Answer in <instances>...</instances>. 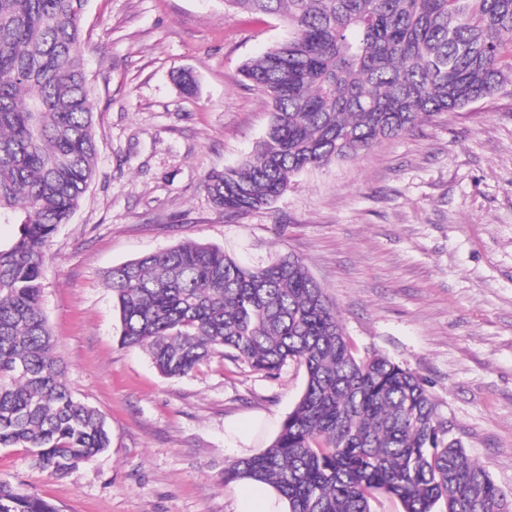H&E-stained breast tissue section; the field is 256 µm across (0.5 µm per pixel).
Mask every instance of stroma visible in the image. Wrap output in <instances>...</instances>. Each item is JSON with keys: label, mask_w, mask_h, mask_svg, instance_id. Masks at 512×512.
I'll return each instance as SVG.
<instances>
[{"label": "stroma", "mask_w": 512, "mask_h": 512, "mask_svg": "<svg viewBox=\"0 0 512 512\" xmlns=\"http://www.w3.org/2000/svg\"><path fill=\"white\" fill-rule=\"evenodd\" d=\"M82 27L98 162L46 250L43 307L67 385L105 416L111 444L63 478L0 448V482L59 512H237L232 443L271 444L304 368L268 378L215 358L164 378L120 345L105 283L112 266L195 242L246 266L302 259L352 345L424 379L453 437L512 492V89L305 169L268 208L229 218L204 178L263 137L267 100L240 70L287 24L224 0H89Z\"/></svg>", "instance_id": "1"}]
</instances>
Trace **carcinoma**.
Returning <instances> with one entry per match:
<instances>
[{"label":"carcinoma","mask_w":512,"mask_h":512,"mask_svg":"<svg viewBox=\"0 0 512 512\" xmlns=\"http://www.w3.org/2000/svg\"><path fill=\"white\" fill-rule=\"evenodd\" d=\"M88 0H0V448L65 477L110 446L104 417L76 400L42 308L44 251L96 170L94 106L81 50ZM286 20L288 37L241 75L271 106L253 154L204 187L226 216L268 207L296 173L359 158L416 123L512 87V0H224ZM120 344L165 378L219 356L268 377L288 362L306 385L263 452L224 481L272 485L288 512H512V497L451 436L421 377L360 354L336 305L288 255L244 266L187 243L106 274ZM0 512H58L0 483Z\"/></svg>","instance_id":"1"}]
</instances>
